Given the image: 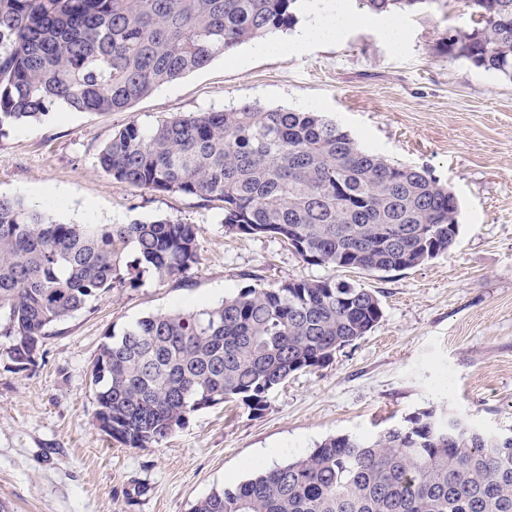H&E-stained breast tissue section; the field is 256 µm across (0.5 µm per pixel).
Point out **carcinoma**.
<instances>
[{
    "label": "carcinoma",
    "instance_id": "cac0c4a2",
    "mask_svg": "<svg viewBox=\"0 0 512 512\" xmlns=\"http://www.w3.org/2000/svg\"><path fill=\"white\" fill-rule=\"evenodd\" d=\"M429 2L362 0L375 14ZM468 3L476 26L448 30L445 51L511 79L512 0ZM299 4L0 0V135L58 107L126 111L230 49L292 27ZM97 163L118 182L219 200L227 232L278 238L309 265L403 271L450 251L459 235V200L439 180L362 148L318 112L244 102L150 128L130 121ZM198 261L192 224H65L0 197V313L13 360L34 363L50 327L113 289L145 272L177 279ZM382 316L375 292L326 278L247 286L208 308L141 318L94 361L98 427L145 448L226 401L259 414L288 377L329 365ZM190 512H512V443L422 411L373 438H328Z\"/></svg>",
    "mask_w": 512,
    "mask_h": 512
}]
</instances>
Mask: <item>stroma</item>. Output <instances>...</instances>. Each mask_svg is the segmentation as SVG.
I'll return each mask as SVG.
<instances>
[{"label":"stroma","mask_w":512,"mask_h":512,"mask_svg":"<svg viewBox=\"0 0 512 512\" xmlns=\"http://www.w3.org/2000/svg\"><path fill=\"white\" fill-rule=\"evenodd\" d=\"M405 42L378 23L333 45L285 52L240 44L233 60L157 87L124 112H53L0 138V197L69 224L182 220L199 262L183 278L144 275L54 325L35 365L12 359L0 320V500L13 512H190L224 484L312 451L325 439L375 436L417 412L512 429V80L449 57L448 29L475 18L465 0L399 12ZM248 101L312 110L394 163L428 169L461 204L446 254L387 274L312 266L281 240L227 233L221 205L118 182L97 164L129 121L221 111ZM341 275L377 291L380 323L326 367L299 372L250 414L221 404L190 415L158 446L130 448L97 426L90 373L108 334L175 309L212 306L247 286Z\"/></svg>","instance_id":"obj_1"}]
</instances>
